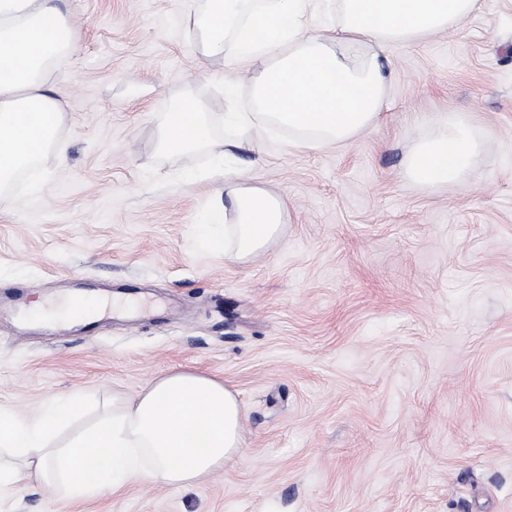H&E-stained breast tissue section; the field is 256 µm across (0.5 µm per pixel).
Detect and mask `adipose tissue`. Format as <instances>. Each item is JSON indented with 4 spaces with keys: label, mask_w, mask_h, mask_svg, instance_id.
I'll return each mask as SVG.
<instances>
[{
    "label": "adipose tissue",
    "mask_w": 512,
    "mask_h": 512,
    "mask_svg": "<svg viewBox=\"0 0 512 512\" xmlns=\"http://www.w3.org/2000/svg\"><path fill=\"white\" fill-rule=\"evenodd\" d=\"M479 0H336L322 16L316 0H190L200 55L251 81V111L228 112V128L284 130L293 147L345 145L379 119L392 78L387 49L454 29ZM74 32L56 0H0V193L46 153H64L58 64L74 52ZM487 135L466 116L438 112L407 151L404 177L434 190L467 180ZM239 141L217 143L202 102L171 98L157 135L160 152L208 150L224 176L229 206L211 207L203 236L224 233V258L241 262L278 236L287 211L278 195L240 181L231 162ZM81 410L80 395L29 418L0 416V458L33 461L27 479L67 498L92 497L148 479L189 485L239 455L241 409L222 382L195 373L159 377L130 404L64 444L53 437ZM17 471L0 469V482Z\"/></svg>",
    "instance_id": "ef3b65f1"
}]
</instances>
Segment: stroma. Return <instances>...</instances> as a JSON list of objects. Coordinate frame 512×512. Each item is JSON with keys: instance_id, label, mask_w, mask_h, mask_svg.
Listing matches in <instances>:
<instances>
[{"instance_id": "stroma-1", "label": "stroma", "mask_w": 512, "mask_h": 512, "mask_svg": "<svg viewBox=\"0 0 512 512\" xmlns=\"http://www.w3.org/2000/svg\"><path fill=\"white\" fill-rule=\"evenodd\" d=\"M61 8L66 152L0 195V413L81 393L63 443L194 372L237 394L243 452L189 486L68 500L4 482L0 512H512V0L393 46L383 114L349 145L244 143V182L288 202L245 263L199 236L224 182L181 174L208 153L154 145L171 95L191 88L219 117L247 105L248 75L199 56L185 0ZM434 112L490 137L465 185L403 176ZM74 293L99 306L92 329L27 314Z\"/></svg>"}]
</instances>
